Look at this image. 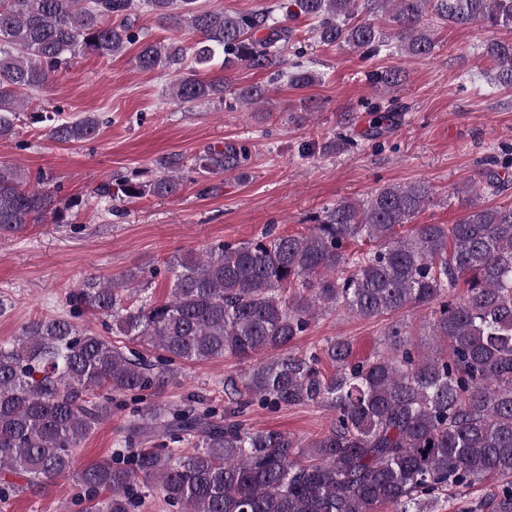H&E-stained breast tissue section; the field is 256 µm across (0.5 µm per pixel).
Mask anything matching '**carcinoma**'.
I'll list each match as a JSON object with an SVG mask.
<instances>
[{"label": "carcinoma", "mask_w": 512, "mask_h": 512, "mask_svg": "<svg viewBox=\"0 0 512 512\" xmlns=\"http://www.w3.org/2000/svg\"><path fill=\"white\" fill-rule=\"evenodd\" d=\"M197 0H0V140L16 134L17 110L49 86L77 54L110 58L137 44V68L173 77L182 104L265 100L264 85L232 89L238 67L267 71L307 88L314 70L288 58L300 15L322 44L365 59L391 48L433 56L435 26L512 31V0H280L247 14L201 10ZM147 9L171 31L199 37L194 63L221 76L186 72L187 48L176 37L147 39L135 15ZM496 63L495 87L512 88V38L478 45ZM399 70L373 75L386 92ZM89 112L54 124L51 139L76 143L99 134ZM249 148L226 142L196 159L197 170L247 177ZM170 174L139 175L90 191L103 202L181 187L177 156L157 162ZM40 176L30 183L0 166V239L51 219L66 222L77 200L63 201ZM466 195L454 224H416L434 198L425 182L387 184L363 200H340L311 216L308 234H264L174 255L168 299L147 291L157 269L134 265L104 280L85 278L70 295L73 314L37 318L0 342V500L70 475L81 447L126 398L142 401L120 430L115 453L78 475L84 512H138L154 495L179 512H432L445 491L485 495L460 512H512V204L488 206ZM365 243V252L348 251ZM467 295L454 298L459 282ZM430 308L440 345L419 353L406 326L392 322L386 348L364 360L345 338L286 353L324 309L362 319ZM102 319V336L74 321ZM231 357L248 363L224 377L229 405L219 411L188 397L179 405L146 402L176 382L186 363ZM333 367L323 374V363ZM327 406L335 412L321 435L302 440L245 427L254 406Z\"/></svg>", "instance_id": "cac0c4a2"}]
</instances>
